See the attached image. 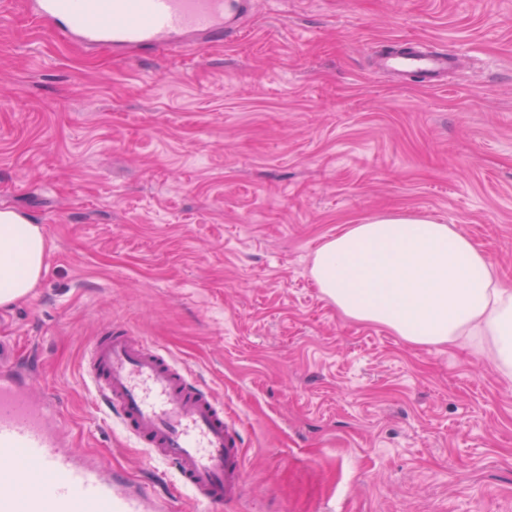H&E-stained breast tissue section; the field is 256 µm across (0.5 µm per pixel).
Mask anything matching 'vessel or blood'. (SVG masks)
<instances>
[{
  "label": "vessel or blood",
  "instance_id": "vessel-or-blood-1",
  "mask_svg": "<svg viewBox=\"0 0 512 512\" xmlns=\"http://www.w3.org/2000/svg\"><path fill=\"white\" fill-rule=\"evenodd\" d=\"M31 21L55 26L86 49H176L223 40L251 0H19ZM453 58L424 47L385 67L430 80ZM95 396L155 461L169 465L200 512H222L246 479L234 424L213 394L189 380L161 349L126 331L90 345ZM53 399L0 358V512H162L164 500L122 474L78 459Z\"/></svg>",
  "mask_w": 512,
  "mask_h": 512
}]
</instances>
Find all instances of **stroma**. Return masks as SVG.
Masks as SVG:
<instances>
[{
    "label": "stroma",
    "instance_id": "1",
    "mask_svg": "<svg viewBox=\"0 0 512 512\" xmlns=\"http://www.w3.org/2000/svg\"><path fill=\"white\" fill-rule=\"evenodd\" d=\"M461 56L444 85L377 58ZM48 244L0 344L79 456L196 512L99 410L91 340L124 327L224 405L246 481L224 512H512V381L468 345L350 320L310 275L347 225H456L512 281V0H252L229 41L85 50L0 22V208Z\"/></svg>",
    "mask_w": 512,
    "mask_h": 512
}]
</instances>
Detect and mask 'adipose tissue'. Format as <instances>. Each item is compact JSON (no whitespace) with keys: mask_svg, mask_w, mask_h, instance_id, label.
Masks as SVG:
<instances>
[{"mask_svg":"<svg viewBox=\"0 0 512 512\" xmlns=\"http://www.w3.org/2000/svg\"><path fill=\"white\" fill-rule=\"evenodd\" d=\"M45 255L39 225L0 212V306L30 294ZM310 272L344 316L416 346L476 342L512 379V283L455 225L409 213L375 215L326 240Z\"/></svg>","mask_w":512,"mask_h":512,"instance_id":"1","label":"adipose tissue"}]
</instances>
